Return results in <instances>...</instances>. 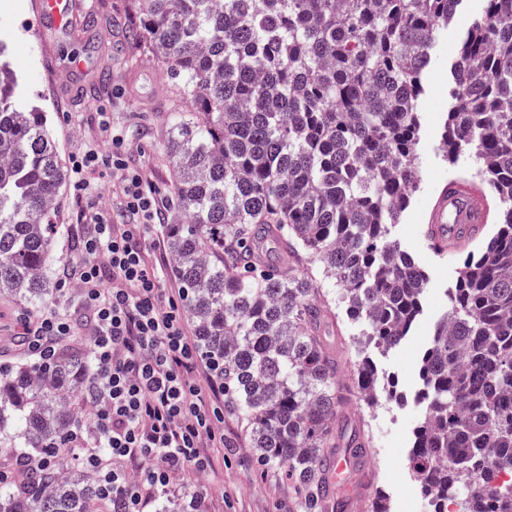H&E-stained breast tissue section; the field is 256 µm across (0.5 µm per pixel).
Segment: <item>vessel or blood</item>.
Listing matches in <instances>:
<instances>
[{"instance_id":"1","label":"vessel or blood","mask_w":512,"mask_h":512,"mask_svg":"<svg viewBox=\"0 0 512 512\" xmlns=\"http://www.w3.org/2000/svg\"><path fill=\"white\" fill-rule=\"evenodd\" d=\"M34 12L38 31L44 41H54L57 32L74 26V0H35ZM486 222V201L467 181L449 183L448 191L438 199L429 218V230L439 247H457L461 243L458 229L480 228Z\"/></svg>"}]
</instances>
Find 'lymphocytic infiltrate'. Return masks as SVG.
<instances>
[{
  "label": "lymphocytic infiltrate",
  "instance_id": "lymphocytic-infiltrate-1",
  "mask_svg": "<svg viewBox=\"0 0 512 512\" xmlns=\"http://www.w3.org/2000/svg\"><path fill=\"white\" fill-rule=\"evenodd\" d=\"M110 151L92 145L72 162L81 221L59 280L71 310L25 316L19 345L43 354L78 339L97 363L86 385L90 417L74 435L77 457L101 481L112 512H147L172 479L209 467V451H232L224 431V377L205 360L189 331L181 295L165 285L159 240L165 199L133 158L122 135ZM112 170L119 182L117 213L100 209L91 175Z\"/></svg>",
  "mask_w": 512,
  "mask_h": 512
}]
</instances>
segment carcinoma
Returning a JSON list of instances; mask_svg holds the SVG:
<instances>
[{
    "mask_svg": "<svg viewBox=\"0 0 512 512\" xmlns=\"http://www.w3.org/2000/svg\"><path fill=\"white\" fill-rule=\"evenodd\" d=\"M460 42L443 150L479 163L495 233L463 261L418 364L409 468L428 512H512V0H485ZM461 0H134L129 39L177 84L166 238L171 276L207 358L224 364V412L256 462L286 467L317 512L357 393L399 403L369 350L389 351L424 312L428 273L392 237L420 188L416 145L434 35ZM0 44V300L34 314L59 297L52 222L68 171L45 113L16 102ZM267 240L285 271L255 261ZM365 346L340 384L322 330L326 281ZM93 361L79 340L0 365V512H110L76 462ZM47 458L30 467L26 458ZM193 503L165 497L157 512Z\"/></svg>",
    "mask_w": 512,
    "mask_h": 512,
    "instance_id": "carcinoma-1",
    "label": "carcinoma"
}]
</instances>
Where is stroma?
<instances>
[{
    "mask_svg": "<svg viewBox=\"0 0 512 512\" xmlns=\"http://www.w3.org/2000/svg\"><path fill=\"white\" fill-rule=\"evenodd\" d=\"M32 2L0 0V37L9 44L10 65L20 78L19 105L48 113L54 139L67 162L88 144H105L97 115L109 113L114 131L126 136L147 180L158 191H165L171 173L165 154L167 105L176 89L155 58L140 52L129 40V0H78L82 31L74 36L58 33L57 71L53 74L41 65L44 46L25 34L33 17ZM483 9L484 0H462L456 17L435 35L423 76L424 92L417 103L421 189L392 229L393 238L430 277L425 310L410 338L376 359L380 372L396 375L402 391L408 394L415 390L418 358L442 314L446 291L454 285L468 252L463 246L439 258L429 248L425 230L449 180L476 166L469 156L450 163L442 151V133L460 35ZM75 57L97 68L102 80L80 98L55 108L57 76L69 74V62ZM339 314V309H331L323 329L327 335H341L337 346L340 374L348 378L357 366L353 351L363 345L364 338L356 325L341 320ZM420 416V408L411 401L400 405L383 402L372 408L356 396L338 415L337 429L350 432L365 428L371 441L355 477L363 491L349 512H368L370 500L378 492L386 497L390 512H426V501L408 469L413 431ZM224 428L239 438L235 455L226 457L214 451L212 470L176 477L170 493H202L206 512H300L304 491L292 472L283 467H258L249 442L240 436L241 426L235 416L225 415Z\"/></svg>",
    "mask_w": 512,
    "mask_h": 512,
    "instance_id": "1",
    "label": "stroma"
}]
</instances>
